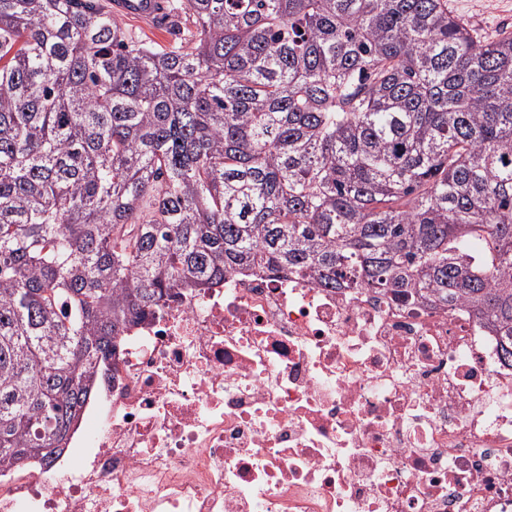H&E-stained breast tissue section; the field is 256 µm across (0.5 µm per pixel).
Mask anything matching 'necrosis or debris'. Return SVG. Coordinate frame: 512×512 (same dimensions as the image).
Masks as SVG:
<instances>
[{
    "label": "necrosis or debris",
    "mask_w": 512,
    "mask_h": 512,
    "mask_svg": "<svg viewBox=\"0 0 512 512\" xmlns=\"http://www.w3.org/2000/svg\"><path fill=\"white\" fill-rule=\"evenodd\" d=\"M0 512H512V358L466 307L230 271L127 333Z\"/></svg>",
    "instance_id": "necrosis-or-debris-1"
}]
</instances>
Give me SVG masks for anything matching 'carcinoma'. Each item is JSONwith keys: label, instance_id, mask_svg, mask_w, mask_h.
<instances>
[{"label": "carcinoma", "instance_id": "1", "mask_svg": "<svg viewBox=\"0 0 512 512\" xmlns=\"http://www.w3.org/2000/svg\"><path fill=\"white\" fill-rule=\"evenodd\" d=\"M0 0V464L49 467L125 333L266 269L465 302L512 357V32L448 0ZM166 0H114L112 10L121 16L150 23L154 28L166 27ZM120 19H122L125 28L129 31L134 41H143L150 44L156 43L161 46H169V44H172L175 40V36L172 35L171 29L169 28L161 31H151L133 19L122 17Z\"/></svg>", "mask_w": 512, "mask_h": 512}]
</instances>
